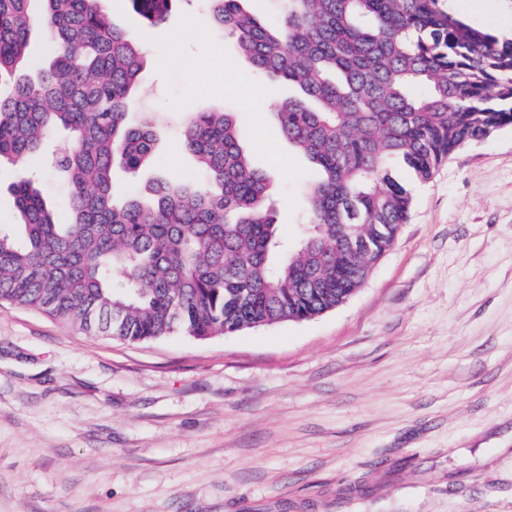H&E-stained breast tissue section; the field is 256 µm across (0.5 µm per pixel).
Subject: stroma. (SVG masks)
<instances>
[{
	"label": "stroma",
	"mask_w": 512,
	"mask_h": 512,
	"mask_svg": "<svg viewBox=\"0 0 512 512\" xmlns=\"http://www.w3.org/2000/svg\"><path fill=\"white\" fill-rule=\"evenodd\" d=\"M512 33V0H443ZM113 24L144 65L129 118L150 120L155 162L114 172L123 199L155 177L202 188L187 113H235L271 182L282 239L314 167L272 109L287 85L227 70L232 38L206 0L149 27L125 0ZM66 219L44 159L0 161V226L19 222L24 168ZM392 248L344 305L198 341L129 344L0 305V512H512V126L457 149L424 183Z\"/></svg>",
	"instance_id": "35a3bbf8"
}]
</instances>
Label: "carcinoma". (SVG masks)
I'll return each mask as SVG.
<instances>
[{
    "label": "carcinoma",
    "instance_id": "carcinoma-1",
    "mask_svg": "<svg viewBox=\"0 0 512 512\" xmlns=\"http://www.w3.org/2000/svg\"><path fill=\"white\" fill-rule=\"evenodd\" d=\"M32 0H0V159L52 152L69 186L66 223L30 176L12 186L22 236L0 228V302L128 342L178 330L195 340L346 303L395 243L412 207L396 163L430 179L459 147L512 126V37L477 29L439 0H209L250 70L298 93L275 108L282 137L319 170L304 189L312 232L281 251L269 176L230 112L188 114L183 144L210 188L157 179L117 200L112 172L155 159V135L126 122L141 48L103 0H40L51 63L24 74ZM163 24L180 0H126Z\"/></svg>",
    "mask_w": 512,
    "mask_h": 512
}]
</instances>
